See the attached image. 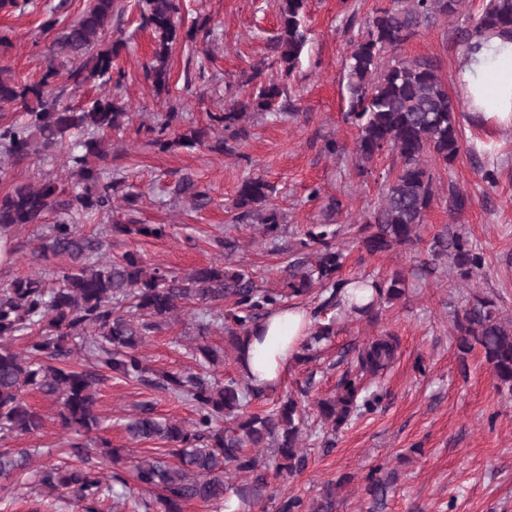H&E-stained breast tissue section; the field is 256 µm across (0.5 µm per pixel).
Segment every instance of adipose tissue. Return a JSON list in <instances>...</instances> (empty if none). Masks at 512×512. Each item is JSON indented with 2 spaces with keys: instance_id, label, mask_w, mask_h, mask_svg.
Segmentation results:
<instances>
[{
  "instance_id": "obj_1",
  "label": "adipose tissue",
  "mask_w": 512,
  "mask_h": 512,
  "mask_svg": "<svg viewBox=\"0 0 512 512\" xmlns=\"http://www.w3.org/2000/svg\"><path fill=\"white\" fill-rule=\"evenodd\" d=\"M481 49L469 58L459 84L469 105L468 121L486 132L512 127V40L488 31L476 35ZM313 325L310 310L286 305L252 330L242 365L255 386H275Z\"/></svg>"
}]
</instances>
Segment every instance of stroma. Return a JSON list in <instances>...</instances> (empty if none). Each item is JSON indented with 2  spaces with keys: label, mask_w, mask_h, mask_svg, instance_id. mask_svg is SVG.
Masks as SVG:
<instances>
[{
  "label": "stroma",
  "mask_w": 512,
  "mask_h": 512,
  "mask_svg": "<svg viewBox=\"0 0 512 512\" xmlns=\"http://www.w3.org/2000/svg\"><path fill=\"white\" fill-rule=\"evenodd\" d=\"M126 10L117 23L121 40L113 57V85L91 81L75 87L58 78L65 102L81 104L104 96L122 103L130 114L127 125L108 132L106 168L117 170L122 182L112 198L113 215L105 216L100 233L107 259L130 249L142 253L148 265L176 274L213 263H230L256 273L259 284L278 287L284 268V249L296 246L308 225L324 221L330 197L344 204L336 220L360 224L381 196L383 177L397 164L391 153L375 158L369 174H358L352 164L357 130L347 118L346 60L360 24L372 15L381 0H308L307 23L311 30L299 66L288 77L266 70L264 79L281 82L294 114L275 122L254 120L250 135L237 154L212 152L207 147H180L159 152L150 147L151 129L169 111L183 113L186 126L209 129L211 114L225 105L246 100L252 91L246 80L254 68L275 57L274 38L279 29L280 0H182L181 39L169 62L166 92H156L145 73L153 51L149 31L139 29L134 0H124ZM488 0H465L455 16L441 17L393 52L397 59L430 58L449 95L468 104L456 82L465 61L462 38L471 30ZM59 0H17L15 7L0 10V31L10 43L0 47V67L9 68L15 81H39L50 60L56 30H44ZM355 27H347L348 16ZM461 152L450 167L432 163L436 196L420 227L414 249L363 255L352 236L341 244L346 262L345 278L380 279L396 270L408 273L406 299L386 305L377 323L339 318L338 333L323 345L309 364L290 362L279 383L252 399V411L272 407L287 393L308 389L310 398L334 391L337 382L356 365L354 347L392 334L400 349L394 366L367 380L369 390L381 391L377 408L352 419L334 438H327L319 423H312L304 441L305 469L290 478L270 477L272 490L318 499L328 483H336L333 512H369L372 499L366 476L372 469L396 473L381 512H512V392L500 389L480 350L467 357L457 352L453 327L455 311L468 294L480 293L496 300L502 315L512 319V129L486 134L460 122ZM339 150L329 153L327 141ZM0 167L9 177L0 181V194L11 180L39 182L54 179L65 184L70 172L62 158L31 154L20 165L0 156ZM259 175L277 188L274 203L284 213L287 233L282 252H268L256 226L244 223L230 228L232 203L243 177ZM191 176L210 189V203L198 210L171 196L182 176ZM320 197L309 200L310 188ZM467 194L471 206L463 214L449 210L451 191ZM138 196L128 206L127 196ZM135 219L143 224H163L165 237L134 240L112 233L114 220ZM468 236L484 257V267L466 282L453 281L445 260H437L433 276L421 278L417 266L431 258L433 239L444 230ZM48 232L47 225L16 230L8 254L0 259V284L18 276H39L56 282L67 268V258L33 257V250ZM237 237L240 249L225 256L216 246L224 234ZM202 303L182 305L171 323L149 336L144 349L153 368L181 370L189 366L187 349L206 341L223 348L224 332L212 327L199 338L197 317ZM29 404L45 418L43 430L0 439V451L29 449L34 468L18 472L0 485V512H83L71 495L39 482L40 470L73 465L66 452L69 433L62 429L53 398L28 394ZM154 413L183 424L195 418L192 405L175 395L132 380L109 378L100 386L97 411L103 419L100 437L124 449L128 460L145 455L146 444L129 443L125 419L143 404ZM333 440L325 449V440Z\"/></svg>",
  "instance_id": "1"
}]
</instances>
